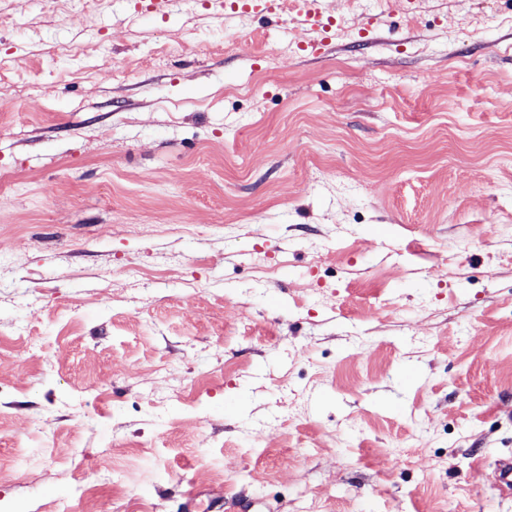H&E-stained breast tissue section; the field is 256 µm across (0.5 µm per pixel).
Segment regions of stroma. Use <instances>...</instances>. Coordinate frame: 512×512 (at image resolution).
Masks as SVG:
<instances>
[{
    "instance_id": "1",
    "label": "stroma",
    "mask_w": 512,
    "mask_h": 512,
    "mask_svg": "<svg viewBox=\"0 0 512 512\" xmlns=\"http://www.w3.org/2000/svg\"><path fill=\"white\" fill-rule=\"evenodd\" d=\"M302 7L0 0V512H512V0ZM492 483L502 494L512 491V458H501L496 462L492 473Z\"/></svg>"
}]
</instances>
